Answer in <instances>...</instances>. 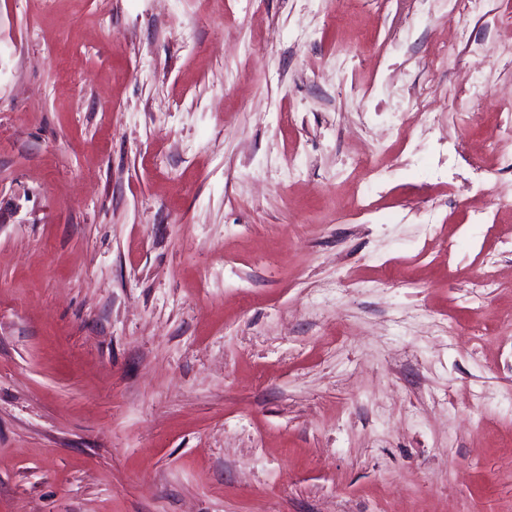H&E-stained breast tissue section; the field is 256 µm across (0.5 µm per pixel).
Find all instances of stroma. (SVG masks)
Returning a JSON list of instances; mask_svg holds the SVG:
<instances>
[{"mask_svg":"<svg viewBox=\"0 0 512 512\" xmlns=\"http://www.w3.org/2000/svg\"><path fill=\"white\" fill-rule=\"evenodd\" d=\"M339 2L0 0V512H512V0Z\"/></svg>","mask_w":512,"mask_h":512,"instance_id":"1","label":"stroma"}]
</instances>
